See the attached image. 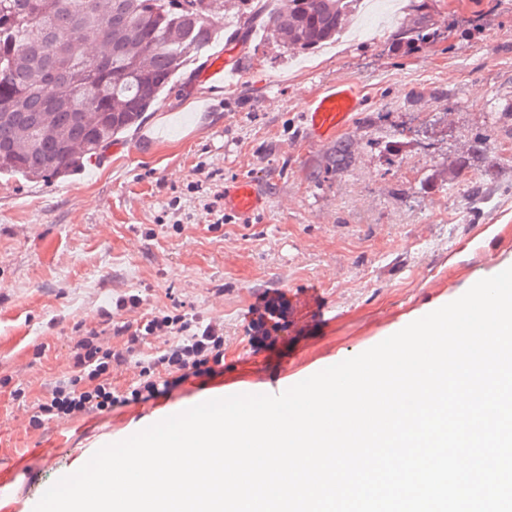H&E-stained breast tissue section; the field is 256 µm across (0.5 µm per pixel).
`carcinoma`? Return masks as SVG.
<instances>
[{"label":"carcinoma","instance_id":"1","mask_svg":"<svg viewBox=\"0 0 512 512\" xmlns=\"http://www.w3.org/2000/svg\"><path fill=\"white\" fill-rule=\"evenodd\" d=\"M260 2L235 0L240 28L258 24L304 54L336 40L360 0H285L267 13ZM222 18L224 0H0V176L80 173L143 122ZM437 37L426 20L401 32L410 48ZM353 147L338 142L332 167Z\"/></svg>","mask_w":512,"mask_h":512}]
</instances>
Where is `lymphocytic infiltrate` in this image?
Segmentation results:
<instances>
[{"label": "lymphocytic infiltrate", "instance_id": "obj_1", "mask_svg": "<svg viewBox=\"0 0 512 512\" xmlns=\"http://www.w3.org/2000/svg\"><path fill=\"white\" fill-rule=\"evenodd\" d=\"M74 371L56 383L44 401L37 404L29 424L41 428L51 418L105 412L116 406L145 402L167 393L189 377L208 379L224 371V326L183 313L180 308L124 324L118 332L121 346L104 341L99 331L76 322ZM150 336L167 337L166 346L143 364L136 387L119 394L112 388L114 369L126 364Z\"/></svg>", "mask_w": 512, "mask_h": 512}]
</instances>
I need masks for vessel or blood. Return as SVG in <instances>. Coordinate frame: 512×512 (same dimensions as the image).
<instances>
[{
  "instance_id": "b4317fda",
  "label": "vessel or blood",
  "mask_w": 512,
  "mask_h": 512,
  "mask_svg": "<svg viewBox=\"0 0 512 512\" xmlns=\"http://www.w3.org/2000/svg\"><path fill=\"white\" fill-rule=\"evenodd\" d=\"M362 105V94L350 83L332 86L316 94L304 115L309 137L325 142L349 129ZM265 207V196L250 179H235L224 190V209L235 215L240 223H252Z\"/></svg>"
}]
</instances>
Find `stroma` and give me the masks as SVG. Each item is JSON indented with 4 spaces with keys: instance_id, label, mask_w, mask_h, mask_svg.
I'll return each instance as SVG.
<instances>
[{
    "instance_id": "obj_1",
    "label": "stroma",
    "mask_w": 512,
    "mask_h": 512,
    "mask_svg": "<svg viewBox=\"0 0 512 512\" xmlns=\"http://www.w3.org/2000/svg\"><path fill=\"white\" fill-rule=\"evenodd\" d=\"M429 16L437 42L401 30ZM225 17L137 129L80 174L0 178V462L19 467L21 512L37 485L81 467L82 449L124 440L203 401L287 389L356 356L512 267V0H367L350 31L297 54L251 28L249 53ZM226 83L201 82L216 58ZM340 81L365 105L346 167L335 141L308 142L303 112ZM474 184L450 162L475 136ZM321 179H313V172ZM239 177L268 200L253 223H215L204 205ZM135 309L103 321L117 298ZM280 297L274 342L256 311ZM224 325V371L166 396L30 426L33 405L73 370L75 322L102 329L170 309ZM67 438L71 450L51 461Z\"/></svg>"
}]
</instances>
